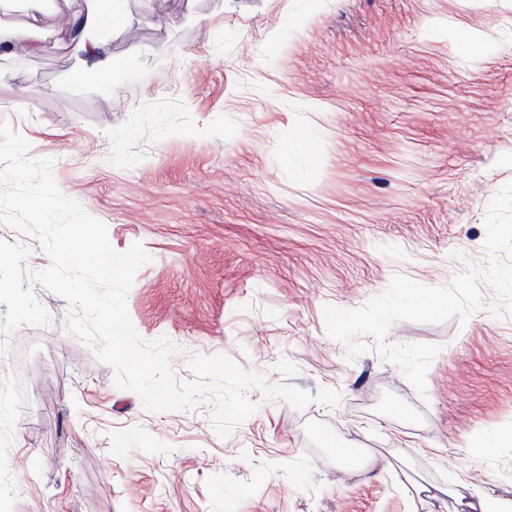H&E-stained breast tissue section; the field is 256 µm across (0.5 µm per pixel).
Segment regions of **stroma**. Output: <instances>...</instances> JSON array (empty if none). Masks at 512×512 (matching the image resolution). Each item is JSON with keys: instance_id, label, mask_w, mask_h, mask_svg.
<instances>
[{"instance_id": "1", "label": "stroma", "mask_w": 512, "mask_h": 512, "mask_svg": "<svg viewBox=\"0 0 512 512\" xmlns=\"http://www.w3.org/2000/svg\"><path fill=\"white\" fill-rule=\"evenodd\" d=\"M123 2L133 26L91 33L101 79L48 0L35 50L0 65V121L117 251L149 255L127 311L175 345L177 380L223 355L340 400L252 388L226 438L210 402L149 411L35 283L49 323L0 332V512H456L452 481L511 501L512 316L492 285L466 321L391 326L440 348L423 395L372 337L348 360L324 309L487 263L512 183V0Z\"/></svg>"}]
</instances>
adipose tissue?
Segmentation results:
<instances>
[{
    "instance_id": "adipose-tissue-1",
    "label": "adipose tissue",
    "mask_w": 512,
    "mask_h": 512,
    "mask_svg": "<svg viewBox=\"0 0 512 512\" xmlns=\"http://www.w3.org/2000/svg\"><path fill=\"white\" fill-rule=\"evenodd\" d=\"M64 4L69 12L67 34L77 51L96 63L99 76L108 75L112 57L107 45L105 42L89 38L87 32L109 22L116 26H128L133 24V17L123 13L110 19L106 18L100 7V0H64Z\"/></svg>"
}]
</instances>
